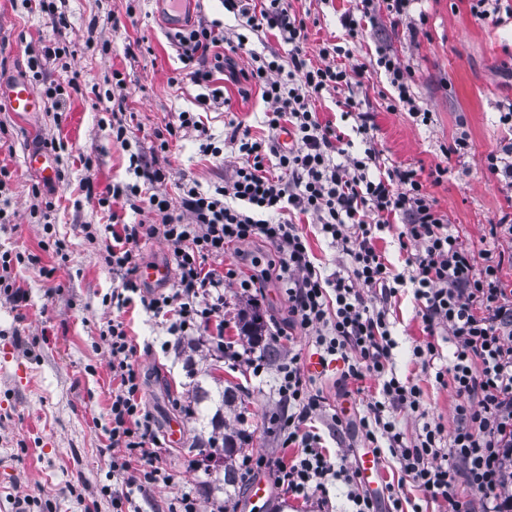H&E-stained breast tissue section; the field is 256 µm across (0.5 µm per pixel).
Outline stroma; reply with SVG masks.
Listing matches in <instances>:
<instances>
[{
  "mask_svg": "<svg viewBox=\"0 0 512 512\" xmlns=\"http://www.w3.org/2000/svg\"><path fill=\"white\" fill-rule=\"evenodd\" d=\"M56 5L68 20L57 33L38 0H0V81L28 74L30 56L40 54L54 36L71 53L49 66L45 80H32L34 91L42 92L47 81L78 83L59 111L47 99L33 113L13 112L0 103V168L10 173L0 184V256L12 259L9 285L0 288V512H17L15 497L27 494L29 512H112L110 498L99 493L112 482L107 430L118 383L110 352L99 339L112 320L124 322L133 340L142 397L163 443L161 463L170 480L147 492L155 512H166L174 497L191 489L200 494V512L219 507L245 512L249 489L258 480L270 484L262 512H349L343 483L331 486L328 497L297 499L274 485L264 468L241 476L240 490L208 491L209 482L224 473L222 454L208 458L198 449L213 434L214 414H222L225 432L235 435L243 452L285 461L295 455V448L282 447L272 424L278 410L272 389L277 358H269V372L256 378L224 357L207 354V331H198L196 341L172 343L165 326L141 305L118 312L102 303L120 284L104 260L113 217L127 224H157L161 218L134 212L122 199L105 207L88 202L84 181H93L101 193L136 182L144 194L164 192L174 205L182 185L212 190L232 167L227 160L232 149L224 144L230 121L244 123L257 136L267 132L259 93L242 92L224 79L219 87L225 102L200 110L205 89L179 74L180 63L166 39L170 13L158 10L156 0H57ZM291 5L309 17L310 59H317L323 44L339 41L338 17L348 0H292ZM418 7L400 20L377 10L346 65L365 66L362 108L373 116L381 163L409 166L427 177L435 164L447 162V175L437 184L428 181L426 190L465 243L489 249L490 225L512 213V193L499 189L482 164L487 153L512 139V128L499 121L500 105L512 100V18L497 25L480 20L470 0H420ZM381 45L410 67L413 95L429 110L428 121L386 110L381 94L389 85L375 67ZM184 111L200 112L205 134L184 129L166 151H158L156 131L178 124ZM119 124L127 128L128 146L112 139ZM460 137L468 148L457 154L452 146ZM206 139L222 148V156L202 152ZM43 140L60 145L59 177L53 183L26 164L27 153ZM136 152L155 156L166 174L162 184L136 179L130 167ZM49 235L64 241L66 256L45 246ZM16 288L22 301L13 298ZM224 296L225 341L247 343L242 326L254 318L263 335L287 330L288 302L276 280L261 282L251 305L236 289H226ZM389 320L397 374L420 387L423 409L453 432V388L436 384L433 370L412 353L427 337L412 292L398 296ZM292 346L305 375L339 416L319 423L324 445L355 460L366 448L360 426L365 395L344 382L343 360H323L304 336H294ZM200 386L215 394L231 391L233 398L221 406L197 402ZM172 421L180 427L175 441L168 435Z\"/></svg>",
  "mask_w": 512,
  "mask_h": 512,
  "instance_id": "obj_1",
  "label": "stroma"
}]
</instances>
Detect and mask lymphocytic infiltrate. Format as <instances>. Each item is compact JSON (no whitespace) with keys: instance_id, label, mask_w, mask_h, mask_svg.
<instances>
[{"instance_id":"lymphocytic-infiltrate-1","label":"lymphocytic infiltrate","mask_w":512,"mask_h":512,"mask_svg":"<svg viewBox=\"0 0 512 512\" xmlns=\"http://www.w3.org/2000/svg\"><path fill=\"white\" fill-rule=\"evenodd\" d=\"M374 0H355L340 16L342 41L321 47L320 65L307 57L306 21L291 11L289 0H224L242 33L277 32L289 46L287 60L252 54V65L238 71L224 52V26L196 23L170 33L186 76L211 85L218 74L244 79L257 87L267 105V136H252L234 123L229 142L238 161L224 183L213 190L185 188L179 213L159 194L143 195L139 185L113 187V198L129 205L146 203L157 213V224H125L113 232L106 264L121 284L104 295L105 306L125 309L138 303L152 316L165 319L168 333L192 335L198 324H223L224 291L248 294L259 279L275 275L288 298V321L311 339L323 358L344 361V379H373L374 392L360 420L372 453L392 458L425 498L444 500L448 512H512V289L499 277L503 263L512 264V248L477 250L456 234L411 167H382L375 146L374 126L359 99L362 66L346 68L373 13ZM376 65L391 90L384 97L389 111L420 115L411 94L412 75L398 58L378 49ZM345 94V117L353 118L356 139L335 126L321 123L311 107L327 90ZM289 131L291 147H282L280 131ZM88 200L105 205L93 183L83 186ZM312 216L317 231L345 256L339 270L324 274L316 266L309 237L300 223ZM401 219L399 246L408 254L409 274L395 272L375 243ZM160 237L173 248L176 281L170 292L142 294L135 274L133 247L140 240ZM259 239L272 246L270 262L253 258L251 274L234 265L213 268L236 244ZM412 287L428 337L413 349L415 358L435 372L440 385H452L457 396V426L445 434L441 423L428 420L421 389L397 374L392 356L396 342L388 320V305L405 287ZM454 348L453 360L441 365L440 340ZM112 356L119 386L112 396L109 438L118 455L110 468L120 488L102 486L111 497L112 512H142L136 492L167 484L160 466L159 440L141 396L142 382L131 362L132 347L123 322L109 324L103 337ZM274 392L286 414L277 418L284 447H298L291 462L243 455L240 468L269 467L277 486L297 498L326 492L333 481L349 488L352 512H378L373 497L350 472L346 455L331 454L321 442L315 423L325 413L321 395L289 352L281 359ZM417 413L423 424L407 435L397 423L402 409ZM463 479L479 493L462 500L454 492Z\"/></svg>"}]
</instances>
